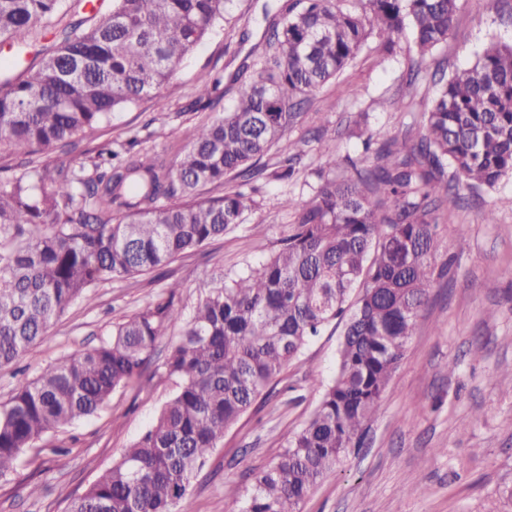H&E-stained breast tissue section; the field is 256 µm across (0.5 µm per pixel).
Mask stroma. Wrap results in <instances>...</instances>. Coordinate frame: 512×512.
Instances as JSON below:
<instances>
[{"mask_svg": "<svg viewBox=\"0 0 512 512\" xmlns=\"http://www.w3.org/2000/svg\"><path fill=\"white\" fill-rule=\"evenodd\" d=\"M237 0L218 29L178 66L160 97L114 112L110 122L72 154L88 162V150L136 139L141 152L181 158L184 132L211 118L197 103V83L223 72L222 106L233 102L232 76L265 52L264 6ZM512 44V0H459L453 32L433 56L446 73L472 63L489 41ZM416 59L410 33L393 53L370 36L356 59L335 79L309 94L301 114L267 161L294 148L300 173L290 182L256 177L257 202L242 224L201 250L153 273L100 284L74 303L17 368L0 370V403L22 380L50 363L95 346L112 325L144 307L169 283L180 282L178 303L191 316L213 277L235 276L268 256L308 204L323 166L321 139L333 140L339 157L360 160L363 137L382 141L419 135L420 116L433 92L431 69L414 85L406 75ZM292 207H284V200ZM441 247L436 277L405 356L394 373L363 447L354 448L301 506V512H512V390L498 382L512 374V178L494 189L466 193L457 207L436 216ZM465 237H458L459 226ZM340 330L328 325L312 338L281 376L271 397L256 405L224 435L190 488L189 512H232L228 487L251 485L254 472L284 450L316 408L330 381ZM484 343L482 358L469 353ZM175 389L155 376L148 388L116 391L96 415L47 433L26 450L17 470L0 478V512H66L104 469L119 459L151 424ZM66 449L63 457L54 448ZM39 486L40 497L29 494Z\"/></svg>", "mask_w": 512, "mask_h": 512, "instance_id": "35a3bbf8", "label": "stroma"}]
</instances>
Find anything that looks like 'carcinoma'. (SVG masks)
Instances as JSON below:
<instances>
[{"label":"carcinoma","instance_id":"obj_1","mask_svg":"<svg viewBox=\"0 0 512 512\" xmlns=\"http://www.w3.org/2000/svg\"><path fill=\"white\" fill-rule=\"evenodd\" d=\"M234 0H112L96 21L57 28L80 4L0 0V44L41 47L38 62L0 81V146L28 156L20 176L0 177V368L46 338L51 324L97 284L160 269L243 222L255 200L240 191L208 198L236 172L285 181L300 153L263 162L299 116L298 97L339 75L376 33L387 52L408 29L420 57L448 42L457 0H294L265 30L267 53L238 88L236 104L187 133L181 159L102 146L90 164H42L44 149H76L120 109L155 97L179 63L223 26ZM224 75L198 83L211 97ZM413 144L391 138L370 165L329 175L279 248L198 300L190 319L170 283L108 337L49 364L0 404V477L48 432L95 415L119 389L142 390L159 339V369L176 391L150 427L102 471L68 512H185L191 483L224 433L274 387L306 344L343 325L336 372L286 450L230 497L238 512H300V505L362 443L428 300L440 242L432 215L458 205L460 189L512 177V44L489 42L475 62L435 73Z\"/></svg>","mask_w":512,"mask_h":512}]
</instances>
